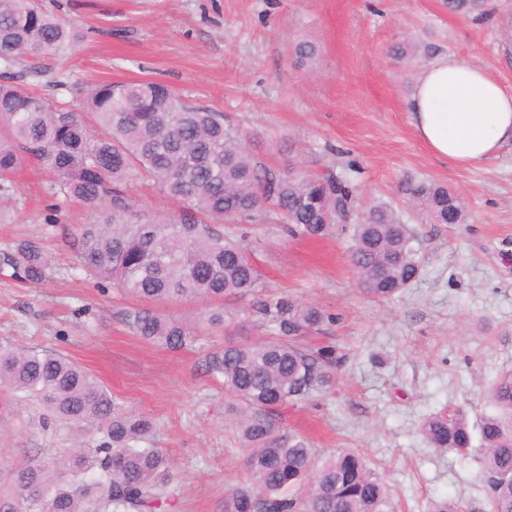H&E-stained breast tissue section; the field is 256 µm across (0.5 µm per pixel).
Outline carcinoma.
<instances>
[{
  "label": "carcinoma",
  "instance_id": "cac0c4a2",
  "mask_svg": "<svg viewBox=\"0 0 512 512\" xmlns=\"http://www.w3.org/2000/svg\"><path fill=\"white\" fill-rule=\"evenodd\" d=\"M485 0H443L459 14L481 11ZM80 34L40 0H0V192L14 190V175L38 161L51 190L98 215L78 229V269L100 288H118L142 302L126 323L145 342L168 350L195 340L197 327L162 306L205 304L200 325L226 328L256 317L271 339L228 340L206 354L205 373L222 382L236 403L238 431L247 449L246 478L224 490L220 512H396L383 479L357 453L318 456L298 436L277 434L274 412L309 401L332 384L344 355L307 338L332 314L287 295L267 297L253 256L215 225L255 221L274 212L293 236L321 238L350 212L359 168L310 175L263 164L224 113L187 102L157 81L94 85L78 108L54 102L13 72L17 61L59 54ZM135 180L151 183L180 205L177 214L137 207ZM403 190L436 224H460L464 209L444 185L407 182ZM349 256L365 295L384 300L414 282L421 270L416 237L385 205L368 207L352 225ZM11 277L44 281L50 261L42 245L23 240L0 253ZM249 300L230 309V300ZM37 400L46 421L100 437L81 448L10 468L0 485V512H167L171 470L152 446L153 422L126 411L97 377L63 354L0 341V388ZM487 398L493 413L481 421L475 449L459 415H436L421 425L430 446L477 452L489 512H512V372L498 377Z\"/></svg>",
  "mask_w": 512,
  "mask_h": 512
}]
</instances>
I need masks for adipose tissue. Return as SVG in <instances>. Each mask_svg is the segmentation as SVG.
Listing matches in <instances>:
<instances>
[{
    "mask_svg": "<svg viewBox=\"0 0 512 512\" xmlns=\"http://www.w3.org/2000/svg\"><path fill=\"white\" fill-rule=\"evenodd\" d=\"M407 110L419 140L458 167L487 160L512 143V92L482 68L452 56L422 67Z\"/></svg>",
    "mask_w": 512,
    "mask_h": 512,
    "instance_id": "obj_1",
    "label": "adipose tissue"
}]
</instances>
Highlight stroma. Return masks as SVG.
Listing matches in <instances>:
<instances>
[{
  "instance_id": "obj_1",
  "label": "stroma",
  "mask_w": 512,
  "mask_h": 512,
  "mask_svg": "<svg viewBox=\"0 0 512 512\" xmlns=\"http://www.w3.org/2000/svg\"><path fill=\"white\" fill-rule=\"evenodd\" d=\"M81 34L64 56L33 59L62 80L54 97L78 104L85 87L158 80L191 103L223 113L261 161L316 174L356 164V210L383 203L414 232L419 279L392 298L363 295L349 262V234L293 238L275 221L237 224L268 293L334 314L319 334L345 355L330 389L276 413L280 435L316 452L361 454L389 487L398 512L431 501L482 512L477 458L430 447L421 423L462 413L477 429L487 388L512 371V145L458 168L417 138L406 101L421 67L448 54L512 88V0H487L483 16L453 14L442 0H43ZM308 41L312 58L297 57ZM406 47L395 58L393 46ZM442 183L464 201L461 224H435L402 193L409 180ZM0 197L13 221L0 224V250L42 243L52 272L25 285L0 270V339L54 350L90 370L127 410L153 420V445L172 465L174 512H220L227 486L244 475L246 451L235 409L201 363L225 340L260 342L246 324L200 332L177 351L133 335V299L101 291L76 270L73 240L91 214L51 195L29 163ZM41 406L0 395V484L9 466L92 446L94 427L41 426Z\"/></svg>"
}]
</instances>
